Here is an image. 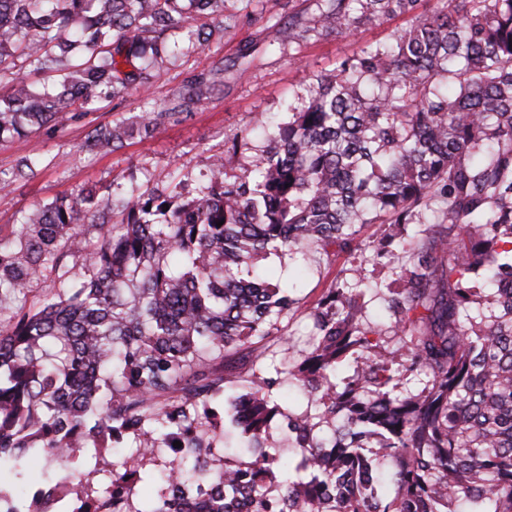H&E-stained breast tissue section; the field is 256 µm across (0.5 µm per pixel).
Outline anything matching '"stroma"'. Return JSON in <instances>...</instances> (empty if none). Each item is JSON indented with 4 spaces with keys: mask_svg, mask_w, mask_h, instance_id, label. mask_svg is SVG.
Segmentation results:
<instances>
[{
    "mask_svg": "<svg viewBox=\"0 0 512 512\" xmlns=\"http://www.w3.org/2000/svg\"><path fill=\"white\" fill-rule=\"evenodd\" d=\"M316 10L317 0H227L223 29L214 30L205 49L166 59L149 97L157 105H168L193 75L211 72L217 81L211 99L179 121L160 126L147 139L129 140L108 155H91L82 148L87 132L97 124L137 120L145 99L131 91L89 112L61 113L39 134L0 143V178L10 182L0 190V225L17 223L36 204L90 188L105 196L131 179L144 189L182 178L194 189L207 182L213 155L223 156L227 176L248 174L255 156L270 144L267 135L249 133L253 113L279 112L283 100L303 92L313 74L332 69L338 57L385 38L403 24L396 18L297 43L289 18L307 20ZM243 130L249 133L246 143L235 144V134ZM34 150L42 156L39 174L28 182L11 181L18 161ZM351 267L343 255L332 262L316 255L307 269L296 256L274 262L272 269L281 279L296 283L299 300L297 308L279 320L289 339L288 346L278 348L279 359L298 362L307 355L311 327L306 312L332 281L349 277Z\"/></svg>",
    "mask_w": 512,
    "mask_h": 512,
    "instance_id": "1",
    "label": "stroma"
}]
</instances>
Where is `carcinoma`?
Instances as JSON below:
<instances>
[{"label":"carcinoma","mask_w":512,"mask_h":512,"mask_svg":"<svg viewBox=\"0 0 512 512\" xmlns=\"http://www.w3.org/2000/svg\"><path fill=\"white\" fill-rule=\"evenodd\" d=\"M429 2L317 0L302 40L406 26L314 74L282 120L255 114L271 146L248 175L227 181L213 155L192 198L175 181L101 200L89 189L0 225L9 512H101L136 487L126 512H512V0ZM223 19L224 0H0V142L129 89L149 95L155 62L183 37L204 48ZM18 59L53 87L19 76ZM214 90L199 75L171 107L93 127L83 148L145 139ZM40 169L29 155L13 180ZM368 224L384 227L390 336L364 321L356 269L309 308L307 356L275 362L297 299L256 259L354 258ZM409 224L421 229L390 233ZM48 279L55 293L9 305ZM288 385L305 410H290ZM274 420L293 455L265 443ZM228 427L251 456L239 466L219 465ZM163 448L172 460L156 471L128 466L126 452ZM105 451L109 483L82 501L100 508L23 497L40 460L58 466L48 486L70 490L77 460Z\"/></svg>","instance_id":"carcinoma-1"}]
</instances>
